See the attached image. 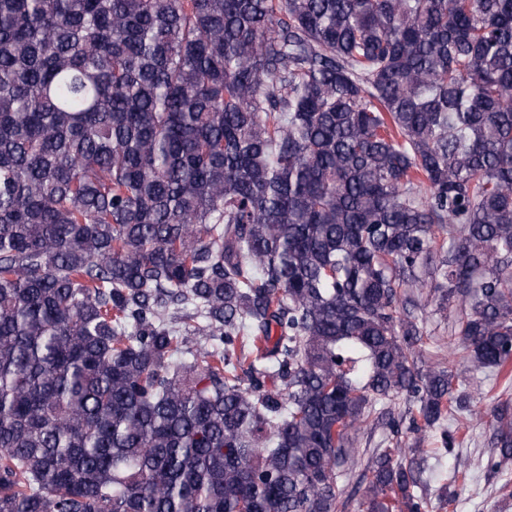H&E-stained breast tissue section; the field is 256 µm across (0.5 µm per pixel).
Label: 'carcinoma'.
Listing matches in <instances>:
<instances>
[{"label":"carcinoma","mask_w":512,"mask_h":512,"mask_svg":"<svg viewBox=\"0 0 512 512\" xmlns=\"http://www.w3.org/2000/svg\"><path fill=\"white\" fill-rule=\"evenodd\" d=\"M429 299L512 364V0H0V512H432ZM387 434H389V430L378 427L372 433H370V430L365 429L359 432L355 438L352 436L353 440L349 445V453L350 461H353L354 466L352 472L351 469L347 471L348 474L342 472L343 475L340 478L342 483H349L347 491L352 496L345 508L341 507L339 509L340 512H359V502L364 491V484L357 483L358 475L361 473L368 454L376 448H383L385 446L382 440Z\"/></svg>","instance_id":"1"}]
</instances>
